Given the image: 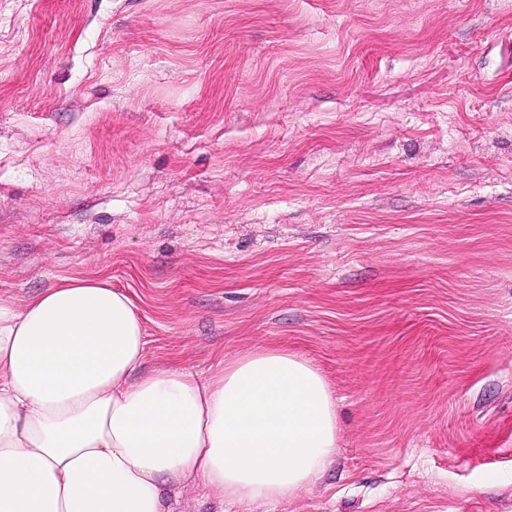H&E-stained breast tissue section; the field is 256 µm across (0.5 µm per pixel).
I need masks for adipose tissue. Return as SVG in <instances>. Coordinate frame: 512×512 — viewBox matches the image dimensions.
Returning <instances> with one entry per match:
<instances>
[{
    "mask_svg": "<svg viewBox=\"0 0 512 512\" xmlns=\"http://www.w3.org/2000/svg\"><path fill=\"white\" fill-rule=\"evenodd\" d=\"M132 301L73 280L0 301V512H170L189 481L223 504L300 494L336 451L309 360L266 347L200 379L145 370Z\"/></svg>",
    "mask_w": 512,
    "mask_h": 512,
    "instance_id": "ef3b65f1",
    "label": "adipose tissue"
}]
</instances>
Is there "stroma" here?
Here are the masks:
<instances>
[{
    "label": "stroma",
    "mask_w": 512,
    "mask_h": 512,
    "mask_svg": "<svg viewBox=\"0 0 512 512\" xmlns=\"http://www.w3.org/2000/svg\"><path fill=\"white\" fill-rule=\"evenodd\" d=\"M71 280L146 369L319 367L335 456L240 512H512V0H0V298Z\"/></svg>",
    "instance_id": "stroma-1"
}]
</instances>
